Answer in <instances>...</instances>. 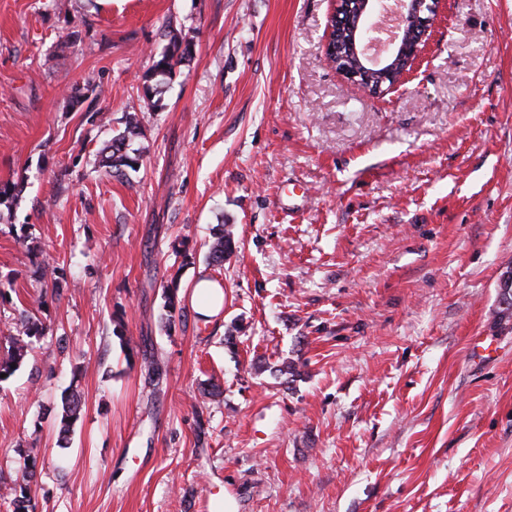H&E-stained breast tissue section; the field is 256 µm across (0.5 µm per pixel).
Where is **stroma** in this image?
<instances>
[{
	"mask_svg": "<svg viewBox=\"0 0 512 512\" xmlns=\"http://www.w3.org/2000/svg\"><path fill=\"white\" fill-rule=\"evenodd\" d=\"M332 10L0 0V181L24 184L0 215V334L51 289L42 261L66 279L0 382V477L34 448L37 512H215L223 493L238 512H512V0H443L377 97L327 65ZM174 33L193 52L147 90ZM90 76L107 122L73 98ZM129 112L146 157L110 178L97 151ZM203 275L224 288L208 319ZM233 237L232 225L223 224L220 232L209 247L207 258L210 264L214 266H222L224 264V255L230 251ZM192 306L198 315L208 319L217 315L224 305V289L205 276L193 285ZM84 406L82 395L73 390L63 399V412L60 419V435L61 440L71 432V425L79 418Z\"/></svg>",
	"mask_w": 512,
	"mask_h": 512,
	"instance_id": "stroma-1",
	"label": "stroma"
}]
</instances>
